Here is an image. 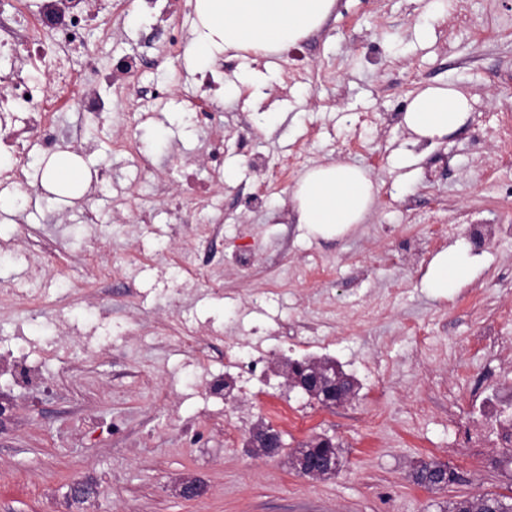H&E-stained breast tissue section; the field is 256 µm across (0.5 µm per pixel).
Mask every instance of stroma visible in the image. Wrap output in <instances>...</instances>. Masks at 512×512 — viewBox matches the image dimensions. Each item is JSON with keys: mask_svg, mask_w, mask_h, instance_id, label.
<instances>
[{"mask_svg": "<svg viewBox=\"0 0 512 512\" xmlns=\"http://www.w3.org/2000/svg\"><path fill=\"white\" fill-rule=\"evenodd\" d=\"M429 2L336 0L318 32L280 53L221 54L209 70L223 80L243 69L264 77L233 99L204 90L183 57L138 74L171 96L114 98L99 123L56 115L82 131L61 148L79 185L63 192L33 164L25 210L0 207V289L41 301L0 303V512H446L483 493L512 496V453L457 454L448 415L453 406L479 418L475 383L488 393L512 385V166L477 140L484 112L512 109V0H466L460 26L453 11L429 14ZM87 40L105 73L147 53L139 24ZM442 83L468 95L469 120L410 144L402 113ZM206 98L220 111L205 124L187 108ZM264 112L284 120L267 130ZM219 133L216 172L204 148ZM130 136L152 171L117 149ZM105 162L108 184L97 180ZM331 162L366 168L378 192L363 223L324 239L297 224L289 198L308 168ZM85 193L97 223L81 220ZM179 205L194 223H176ZM472 218L497 230L478 248L463 234ZM211 224L219 238L204 235ZM32 234L84 280L85 255L105 236L123 273L58 309L52 295L67 283L40 273ZM451 246L468 250L476 274L436 298L422 279ZM496 311L509 348L494 360L475 340ZM244 346L267 350L265 375L246 395L214 397L210 381ZM287 358L335 361L354 395L323 408L288 387ZM261 422L292 449L331 437L338 472L312 479L287 457L251 456L246 438ZM422 460L461 482L417 485ZM191 480L204 487L194 500L181 495Z\"/></svg>", "mask_w": 512, "mask_h": 512, "instance_id": "1", "label": "stroma"}]
</instances>
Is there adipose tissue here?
Listing matches in <instances>:
<instances>
[{
  "instance_id": "adipose-tissue-1",
  "label": "adipose tissue",
  "mask_w": 512,
  "mask_h": 512,
  "mask_svg": "<svg viewBox=\"0 0 512 512\" xmlns=\"http://www.w3.org/2000/svg\"><path fill=\"white\" fill-rule=\"evenodd\" d=\"M335 0H195L198 21L190 62L208 65L215 54L253 50L276 53L318 31ZM471 105L452 85L428 86L409 103L402 124L415 140L441 139L465 125ZM377 187L354 164H327L307 170L293 193L298 223L324 238L347 234L370 211ZM474 262L461 250L431 260L422 285L434 296L471 278Z\"/></svg>"
}]
</instances>
